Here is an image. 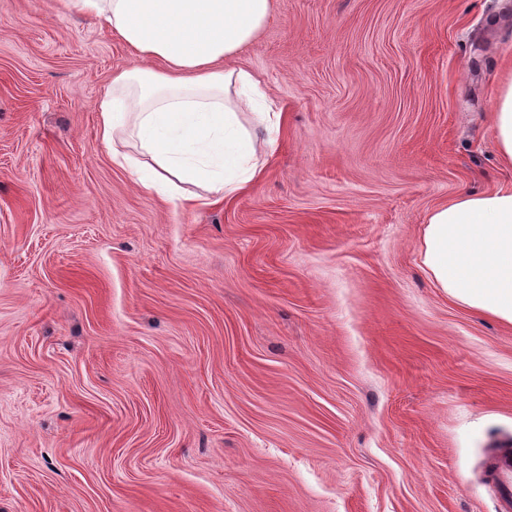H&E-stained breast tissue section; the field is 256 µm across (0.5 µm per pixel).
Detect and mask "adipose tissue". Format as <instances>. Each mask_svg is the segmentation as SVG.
I'll list each match as a JSON object with an SVG mask.
<instances>
[{
	"mask_svg": "<svg viewBox=\"0 0 512 512\" xmlns=\"http://www.w3.org/2000/svg\"><path fill=\"white\" fill-rule=\"evenodd\" d=\"M273 0H57L133 50L95 110L112 161L169 200L229 197L261 174L280 112L254 75L223 62L266 26ZM254 104L250 121L238 105ZM494 146L512 167V78L496 92ZM423 270L459 306L512 325V188L464 192L433 209L420 243Z\"/></svg>",
	"mask_w": 512,
	"mask_h": 512,
	"instance_id": "adipose-tissue-1",
	"label": "adipose tissue"
}]
</instances>
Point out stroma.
Listing matches in <instances>:
<instances>
[{"label":"stroma","mask_w":512,"mask_h":512,"mask_svg":"<svg viewBox=\"0 0 512 512\" xmlns=\"http://www.w3.org/2000/svg\"><path fill=\"white\" fill-rule=\"evenodd\" d=\"M133 51L0 0V512H497L512 325L419 265L512 186V0H274L231 58L282 114L257 181L143 191L95 106ZM492 122L498 158L512 167V77L504 80L496 92Z\"/></svg>","instance_id":"1"}]
</instances>
